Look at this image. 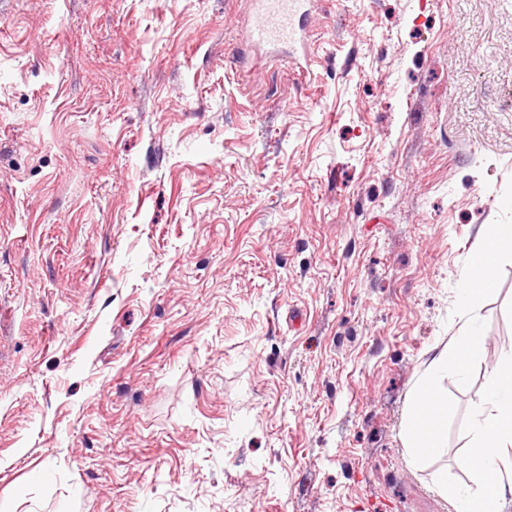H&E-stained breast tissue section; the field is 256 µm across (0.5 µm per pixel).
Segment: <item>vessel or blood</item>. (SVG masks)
Listing matches in <instances>:
<instances>
[{"instance_id":"1","label":"vessel or blood","mask_w":512,"mask_h":512,"mask_svg":"<svg viewBox=\"0 0 512 512\" xmlns=\"http://www.w3.org/2000/svg\"><path fill=\"white\" fill-rule=\"evenodd\" d=\"M257 22L250 29L252 45L269 52H288L293 59L307 55L305 22L313 0H254Z\"/></svg>"}]
</instances>
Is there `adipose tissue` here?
Masks as SVG:
<instances>
[{"label":"adipose tissue","instance_id":"adipose-tissue-1","mask_svg":"<svg viewBox=\"0 0 512 512\" xmlns=\"http://www.w3.org/2000/svg\"><path fill=\"white\" fill-rule=\"evenodd\" d=\"M512 245V225H495L493 232L475 248L469 273L462 279L459 297L475 308L494 284L499 257ZM484 349V338L476 330L462 329L459 336L437 352L429 375L412 393L408 406L404 446L411 465L444 452L447 440L448 398L441 379L448 371L465 375L469 364ZM488 406L474 417V436L461 461L472 474L475 489L461 492L440 480L437 488L455 512H501L505 489H512V348L490 371L486 384Z\"/></svg>","mask_w":512,"mask_h":512}]
</instances>
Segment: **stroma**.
I'll return each instance as SVG.
<instances>
[{
  "label": "stroma",
  "instance_id": "1",
  "mask_svg": "<svg viewBox=\"0 0 512 512\" xmlns=\"http://www.w3.org/2000/svg\"><path fill=\"white\" fill-rule=\"evenodd\" d=\"M252 0L0 11V512H453L512 347V0H315L307 71ZM448 374L445 453L409 397ZM493 232L475 248L469 273L462 279L459 297L473 311L481 296L492 289L499 257L505 247H511L512 225L496 224ZM484 344L478 331L464 328L433 356L429 376L412 393L408 406L404 446L412 466L445 451L448 396L443 392L441 379L448 375V369L464 376L469 364L482 353Z\"/></svg>",
  "mask_w": 512,
  "mask_h": 512
}]
</instances>
